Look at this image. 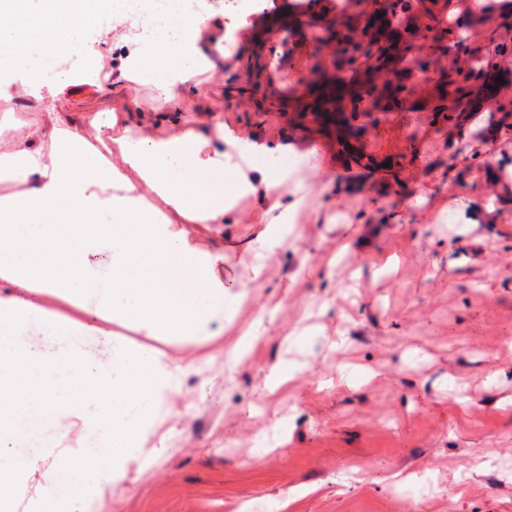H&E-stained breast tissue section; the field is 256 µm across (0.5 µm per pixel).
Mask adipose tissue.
<instances>
[{
	"label": "adipose tissue",
	"mask_w": 512,
	"mask_h": 512,
	"mask_svg": "<svg viewBox=\"0 0 512 512\" xmlns=\"http://www.w3.org/2000/svg\"><path fill=\"white\" fill-rule=\"evenodd\" d=\"M26 20L0 12V99L41 102L23 130L0 125V512L41 473L33 512H97L105 486L131 462L149 464L144 446L170 414L181 367L112 332L208 341L220 335L243 296L218 276L224 256L200 247L193 224L235 223L245 196L263 207L253 273L276 254L299 205L288 195L284 147L237 137L223 124L179 127L165 137L132 120L139 91L170 105L200 92V76L223 68L224 41L240 21L184 15L180 0H28ZM111 58L113 87L127 94L121 129L100 117L80 126L58 110L73 85L100 86ZM58 300L61 311L43 304ZM77 419L85 445L49 441Z\"/></svg>",
	"instance_id": "ef3b65f1"
}]
</instances>
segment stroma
Wrapping results in <instances>:
<instances>
[{"label":"stroma","instance_id":"1","mask_svg":"<svg viewBox=\"0 0 512 512\" xmlns=\"http://www.w3.org/2000/svg\"><path fill=\"white\" fill-rule=\"evenodd\" d=\"M372 3L347 0L341 40L319 45L291 17L293 0H262L233 32L223 72L203 74L207 97L186 94L174 112L141 90L156 135L212 117L310 163L294 173L303 203L288 243L261 274L256 202L241 199L239 223L222 232L193 226L225 253L219 275L245 299L211 342L138 336L189 373L148 443L152 463L105 487L99 512H239L272 496L288 500L285 512H512V135L497 113L436 110L473 50L512 58V11L495 0L448 29L438 21L457 0H412L397 13L406 43L384 66L357 69L344 46L374 39ZM321 75L375 89L357 118L380 119L367 161L303 119L299 96ZM123 108L121 90L75 86L62 116ZM457 144L483 166L453 155ZM256 321L259 346L237 355ZM301 330L307 341L290 346ZM288 357L302 372L269 391ZM350 460L370 467L354 475Z\"/></svg>","mask_w":512,"mask_h":512}]
</instances>
